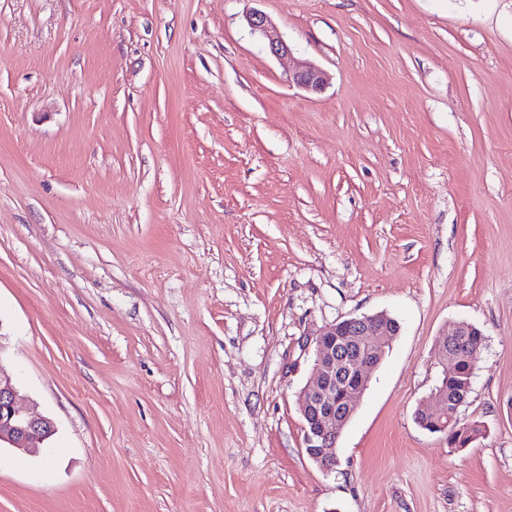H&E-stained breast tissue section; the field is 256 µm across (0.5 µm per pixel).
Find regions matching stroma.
Here are the masks:
<instances>
[{
  "label": "stroma",
  "mask_w": 512,
  "mask_h": 512,
  "mask_svg": "<svg viewBox=\"0 0 512 512\" xmlns=\"http://www.w3.org/2000/svg\"><path fill=\"white\" fill-rule=\"evenodd\" d=\"M381 311L323 470L313 341ZM0 366L57 428L0 512H512V0H0ZM248 25L253 32H258L263 37L270 53L276 57L288 56L291 48L280 32L272 26L267 17L260 13H252L248 17ZM290 80L304 90L319 92L325 87L327 77L316 65L302 62L291 72ZM467 325L470 324L458 325L454 333L448 335L450 341H447L446 338H442L438 346V350L441 351L443 356L447 357L450 362V366H444L442 372V374L448 378H440L436 385L441 388V395L447 401L448 410L454 406L455 402L463 398L465 399V404L467 403L473 389L476 364L485 341L481 330L474 326L464 329L463 336H460L458 328L467 327ZM448 348L457 358L455 372V356ZM441 395L440 393H434L429 397L428 402L421 406L420 409L429 413H443L446 405ZM423 420H426L428 422L426 430H429L433 433H441L447 432L441 434L448 440V445L455 448H466L468 447L475 439L478 437H481L482 434V426L478 422H472V423H459L456 424L455 422L449 423L448 422V428L446 425L441 424L438 425L437 428L432 429L431 426H435L436 418L434 415H425L423 417Z\"/></svg>",
  "instance_id": "1"
}]
</instances>
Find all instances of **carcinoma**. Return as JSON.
Returning <instances> with one entry per match:
<instances>
[{
	"label": "carcinoma",
	"instance_id": "obj_1",
	"mask_svg": "<svg viewBox=\"0 0 512 512\" xmlns=\"http://www.w3.org/2000/svg\"><path fill=\"white\" fill-rule=\"evenodd\" d=\"M485 337L481 330L472 326L466 328L461 336H452L448 348L456 355V371L446 378H440L437 386L447 401V408H452L461 399H469L473 389L474 372L482 350ZM482 434V426L478 422L448 424V433L444 437L448 445L455 448H466Z\"/></svg>",
	"mask_w": 512,
	"mask_h": 512
}]
</instances>
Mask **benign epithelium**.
Listing matches in <instances>:
<instances>
[{
  "label": "benign epithelium",
  "instance_id": "1",
  "mask_svg": "<svg viewBox=\"0 0 512 512\" xmlns=\"http://www.w3.org/2000/svg\"><path fill=\"white\" fill-rule=\"evenodd\" d=\"M248 25L261 34L272 55L284 57L291 53L288 42L264 14H251ZM290 80L304 90L319 92L327 77L316 65L302 62L291 72ZM390 326V317L383 312L356 316L326 326L314 340V380L300 391L298 405L305 452L324 469L336 465V439L367 388L369 370L385 353ZM350 371L354 374L353 383L336 393V382ZM55 432L50 417L23 403L12 376L0 365V449L34 453Z\"/></svg>",
  "mask_w": 512,
  "mask_h": 512
}]
</instances>
